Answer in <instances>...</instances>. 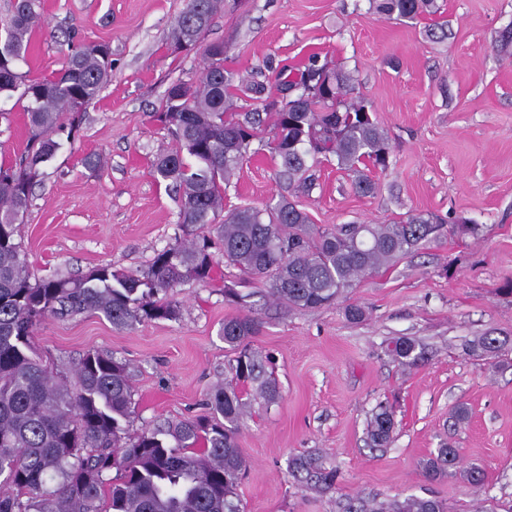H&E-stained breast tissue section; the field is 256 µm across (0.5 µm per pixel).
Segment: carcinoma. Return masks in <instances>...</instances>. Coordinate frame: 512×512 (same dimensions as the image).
Here are the masks:
<instances>
[{"instance_id":"carcinoma-1","label":"carcinoma","mask_w":512,"mask_h":512,"mask_svg":"<svg viewBox=\"0 0 512 512\" xmlns=\"http://www.w3.org/2000/svg\"><path fill=\"white\" fill-rule=\"evenodd\" d=\"M432 0H377L380 15L412 19ZM224 0H187L170 33L186 38L201 22L208 27ZM40 0H13L0 37V95L20 92L31 131L28 151L14 165H0V512H242L237 489L248 463L237 434L251 402L278 397L268 358L252 349L260 331L248 299L224 285V300L241 314L224 321V343L234 353L230 379L209 393L211 416L165 421L136 434L128 428L134 401L129 364L112 353L88 350L72 366L46 362L35 331L48 317L98 314L118 330L175 321V288L193 279L211 284L215 267L237 270L239 280L260 281L268 303L290 309L335 302L356 281L438 237L442 224L429 214H411L393 224H338L321 228L288 199L293 188L310 190L313 169L336 161L361 195L378 186L366 170L389 164L385 132L366 111L350 73L316 62L300 78L279 80V93L260 83L242 88L226 67L224 52L202 51L194 82L177 81L180 100L169 96L155 113L173 142L157 159L153 177L172 185L183 235L133 271L98 266L79 277L31 281L18 241L33 180L41 164L75 139L81 109L95 100L112 72L108 43L69 50L61 69L28 79L17 71L26 59ZM260 102L262 111L234 112V90ZM271 128L266 143L277 160L275 177L284 194L276 203L224 211V183L258 150L254 141ZM508 337H481L475 348L498 359ZM389 354L402 365L424 359L414 339L392 341ZM393 412L378 407L369 441L387 446ZM458 450L443 447L424 466L433 480L455 465ZM300 483L328 492L336 468L317 454L288 465ZM344 512H444L433 498L410 496L390 503L349 501Z\"/></svg>"}]
</instances>
